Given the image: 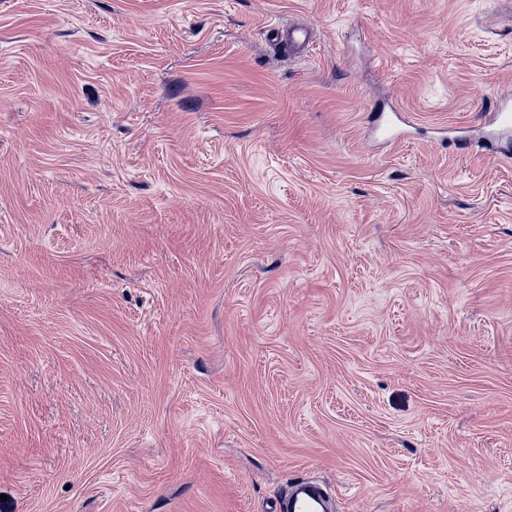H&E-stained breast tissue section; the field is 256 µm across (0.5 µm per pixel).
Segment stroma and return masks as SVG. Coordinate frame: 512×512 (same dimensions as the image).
Returning a JSON list of instances; mask_svg holds the SVG:
<instances>
[{
  "label": "stroma",
  "mask_w": 512,
  "mask_h": 512,
  "mask_svg": "<svg viewBox=\"0 0 512 512\" xmlns=\"http://www.w3.org/2000/svg\"><path fill=\"white\" fill-rule=\"evenodd\" d=\"M508 90L512 0H0V512H512ZM329 492L324 486L308 479H301L290 485L287 494L272 512H329Z\"/></svg>",
  "instance_id": "1"
}]
</instances>
